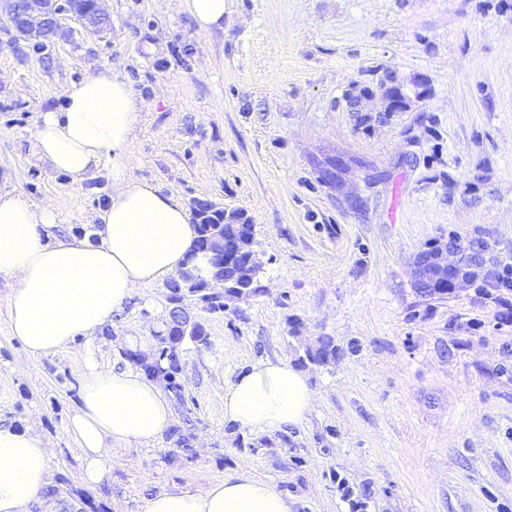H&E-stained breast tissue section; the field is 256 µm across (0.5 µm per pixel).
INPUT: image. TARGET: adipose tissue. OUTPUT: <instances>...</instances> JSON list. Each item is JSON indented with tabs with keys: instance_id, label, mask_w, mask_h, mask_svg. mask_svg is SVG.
I'll list each match as a JSON object with an SVG mask.
<instances>
[{
	"instance_id": "obj_1",
	"label": "adipose tissue",
	"mask_w": 512,
	"mask_h": 512,
	"mask_svg": "<svg viewBox=\"0 0 512 512\" xmlns=\"http://www.w3.org/2000/svg\"><path fill=\"white\" fill-rule=\"evenodd\" d=\"M145 103L120 72L104 69L71 83L61 106L37 114L34 148L80 187L107 170L112 192L85 222L92 237L57 234L56 208L0 192V279L14 288L8 329L34 357L77 338L93 340L145 289L184 269L208 276L197 230L182 198L131 174V144ZM315 403L306 375L287 360L252 364L224 387V415L257 435L287 432ZM173 419L170 400L140 368L88 359L67 433L78 449V478L105 480L127 446L155 443ZM50 449L39 435L0 424V512H29L50 482ZM144 512H291L286 495L241 471L203 488L164 490Z\"/></svg>"
}]
</instances>
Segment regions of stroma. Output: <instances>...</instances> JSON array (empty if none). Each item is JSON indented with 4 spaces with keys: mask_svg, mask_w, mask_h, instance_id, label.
I'll list each match as a JSON object with an SVG mask.
<instances>
[{
    "mask_svg": "<svg viewBox=\"0 0 512 512\" xmlns=\"http://www.w3.org/2000/svg\"><path fill=\"white\" fill-rule=\"evenodd\" d=\"M110 30L72 19L44 46L0 21V191L53 204L60 229L112 192L107 172L75 188L34 154L35 122L70 83L105 67L144 99L135 178L243 212L255 226L259 294L224 312L183 306L208 343L186 344L178 380L191 452L133 445L90 496L107 512H143L150 496L246 470L293 512H512V320L507 292L469 286L433 296L414 260L454 237L512 263V0H224V24L199 28L183 0H101ZM395 73L411 108L355 126L353 82ZM347 167L340 187L319 173ZM0 280V424L42 436L52 479H77L66 428L84 339L32 357L8 333ZM169 288L115 316L94 342L122 366L127 335L157 347ZM333 356L313 362L322 339ZM285 359L317 400L273 436L224 416V385L251 364Z\"/></svg>",
    "mask_w": 512,
    "mask_h": 512,
    "instance_id": "stroma-1",
    "label": "stroma"
}]
</instances>
